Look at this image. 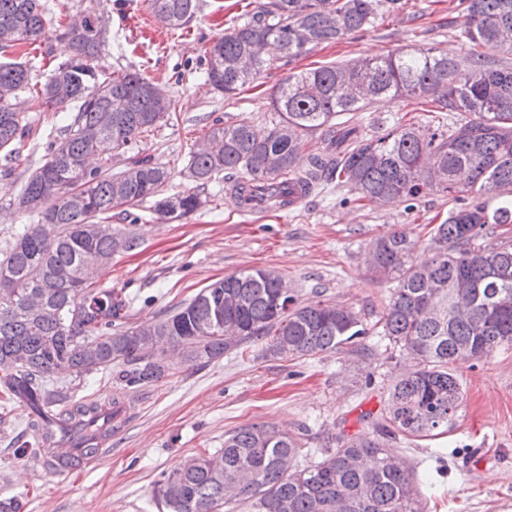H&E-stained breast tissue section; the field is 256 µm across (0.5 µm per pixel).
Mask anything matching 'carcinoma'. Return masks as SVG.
Wrapping results in <instances>:
<instances>
[{"mask_svg": "<svg viewBox=\"0 0 512 512\" xmlns=\"http://www.w3.org/2000/svg\"><path fill=\"white\" fill-rule=\"evenodd\" d=\"M462 3L464 20L455 32L472 59L469 71L433 48H400L290 74L274 88L279 119L265 134L245 123H215L190 156V176L200 186L247 175L234 185L243 209L256 197L304 196L330 177L377 207L433 193L447 197L452 207L434 228L429 255L411 260L412 243L399 231L368 244L373 271L396 281L373 326L341 304L298 303L271 269L226 275L177 310L131 326L134 298L94 281L115 253L137 246L131 208L152 198L158 219L174 222L205 204L195 190L160 195L169 170L136 151L170 115L172 99L135 71L98 73L93 61L106 42L101 16L54 25L46 0H0V57L52 38L69 50L43 83L33 82L27 63L0 60L6 163L18 160L31 135L29 113L77 105L16 199L34 220L0 249V392L32 410V439L14 438L17 455L34 446L51 451L72 438L82 449L63 466L95 453L88 441L101 405H69L68 381L113 367L127 385L157 382L170 370L167 345L182 349L188 361L258 342L274 355L303 358L375 330L417 361L390 380L380 412L363 415L378 436L344 434L322 460L300 468L296 437L247 425L225 436L218 451L164 474L153 498L164 512H223L236 504L255 512H421L415 473L395 463L381 438L448 432L461 397L453 366L512 346V241L477 244L494 233L492 225L512 224V68L491 61L495 52L512 54V0ZM396 4L268 0L208 49L207 80L232 96L270 66L268 46L291 59L374 27ZM150 9L179 28L199 0H150ZM382 97L431 98L469 119L448 130L394 124L369 137L356 125L336 123ZM320 129L327 146L308 156L306 169H296L306 137ZM99 151L106 152L102 164L89 167L86 159ZM115 154L127 155V165L114 174ZM479 195L495 196L500 205L491 212L473 201ZM115 209L127 227L105 223Z\"/></svg>", "mask_w": 512, "mask_h": 512, "instance_id": "cac0c4a2", "label": "carcinoma"}]
</instances>
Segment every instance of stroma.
<instances>
[{
    "mask_svg": "<svg viewBox=\"0 0 512 512\" xmlns=\"http://www.w3.org/2000/svg\"><path fill=\"white\" fill-rule=\"evenodd\" d=\"M262 2L200 0L186 29L173 31L152 14L148 0H49L59 19L84 12L103 16L108 42L96 59L99 70L140 71L172 97L170 118L139 145L142 154L169 169L164 193L194 188L190 154L214 120L269 129L277 120L270 97L287 75L414 46L448 54L459 70L471 66L468 51L448 28L462 18L460 0H399L398 9L373 28L292 61L270 50V68L224 97L207 81L201 60L225 29ZM406 104L403 98L377 102L362 113L363 124L373 131L397 120L451 126L466 118L462 112H411ZM73 115L57 111L36 122L11 176H0V245L27 223L13 201L43 163V143L59 136ZM204 194L207 202L199 211L172 223L155 220L152 201L136 207L139 247L116 254L97 277L101 285L139 295L130 322L169 313L213 281L248 268L277 271L300 302L329 300L377 319L394 283L372 274L368 242L405 230L415 254H422L449 209L440 195L411 207L397 202L378 208L333 183L293 206L266 212L241 209L224 179L208 183ZM168 363V376L148 385L132 388L103 371L73 388L74 401L112 400L126 410L111 446L74 469L33 468L0 434V500H18L21 512H158L152 491L162 473L223 448L225 435L251 424L300 437L306 450L300 465L320 461L341 433H373L364 415L380 409L382 380L412 360L370 336L357 349L298 359L267 355L258 343L210 362H186L174 353ZM457 373L461 401L447 433L429 440L399 435L387 445L416 470L423 512H512V348L458 365Z\"/></svg>",
    "mask_w": 512,
    "mask_h": 512,
    "instance_id": "1",
    "label": "stroma"
}]
</instances>
